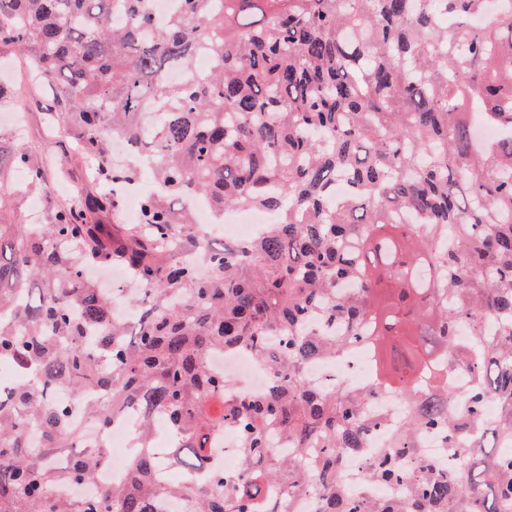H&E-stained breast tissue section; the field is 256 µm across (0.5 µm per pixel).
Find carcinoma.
<instances>
[{
	"instance_id": "obj_1",
	"label": "carcinoma",
	"mask_w": 512,
	"mask_h": 512,
	"mask_svg": "<svg viewBox=\"0 0 512 512\" xmlns=\"http://www.w3.org/2000/svg\"><path fill=\"white\" fill-rule=\"evenodd\" d=\"M256 2L178 0L161 24L153 0H0V40L28 56L104 186L49 206L42 224L5 223L42 194L45 167L0 129V360L44 372L0 399V512H153L163 495L194 512H258L277 485L288 496L266 512H293L304 492L322 512H512V133L472 138L478 115L512 130V12L474 27L486 0H263L256 20ZM201 53L214 66L199 76ZM175 68L186 80L169 86ZM115 137L134 162L112 163ZM143 171L155 190L117 237L103 217ZM195 197L278 222L216 247L181 205ZM87 243L143 287L133 323L110 320ZM362 347L376 381L308 385V362ZM215 352L254 357L273 385L238 395L207 367ZM57 386L112 399L87 408L104 429L113 409L144 413L128 485L59 494L93 483L107 451L52 465L79 437ZM384 388L411 411L366 482L395 492L353 497L345 450L386 425L365 411ZM158 418L188 447L171 461L185 482L163 480L150 451ZM226 427L240 473L198 474ZM272 431L292 441L287 454ZM429 433L444 438L446 470L423 455Z\"/></svg>"
}]
</instances>
